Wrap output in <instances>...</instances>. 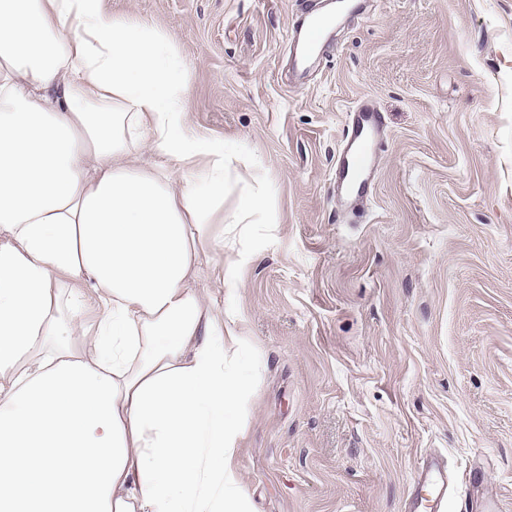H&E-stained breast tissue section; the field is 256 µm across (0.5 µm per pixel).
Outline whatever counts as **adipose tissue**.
<instances>
[{
    "label": "adipose tissue",
    "mask_w": 512,
    "mask_h": 512,
    "mask_svg": "<svg viewBox=\"0 0 512 512\" xmlns=\"http://www.w3.org/2000/svg\"><path fill=\"white\" fill-rule=\"evenodd\" d=\"M187 83L103 0H0V512H254V367L198 249L265 195L189 125ZM145 141L175 168L137 166Z\"/></svg>",
    "instance_id": "obj_1"
}]
</instances>
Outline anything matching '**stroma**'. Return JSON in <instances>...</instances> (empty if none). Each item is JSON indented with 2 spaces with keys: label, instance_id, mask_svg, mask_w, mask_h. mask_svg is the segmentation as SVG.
I'll return each mask as SVG.
<instances>
[{
  "label": "stroma",
  "instance_id": "stroma-1",
  "mask_svg": "<svg viewBox=\"0 0 512 512\" xmlns=\"http://www.w3.org/2000/svg\"><path fill=\"white\" fill-rule=\"evenodd\" d=\"M363 3L296 89L299 0H103L174 46L188 122L264 184L234 250L200 255L258 361L239 451L258 512H404L427 456L438 512H512V0ZM365 97L385 134L352 214L332 177Z\"/></svg>",
  "mask_w": 512,
  "mask_h": 512
}]
</instances>
